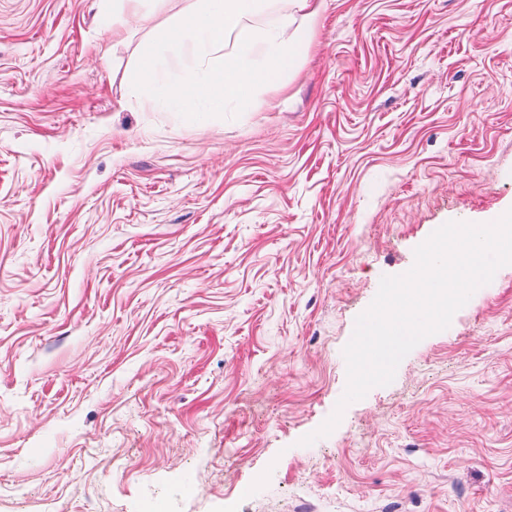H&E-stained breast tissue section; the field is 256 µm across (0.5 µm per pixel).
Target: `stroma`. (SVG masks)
<instances>
[{
	"mask_svg": "<svg viewBox=\"0 0 512 512\" xmlns=\"http://www.w3.org/2000/svg\"><path fill=\"white\" fill-rule=\"evenodd\" d=\"M195 2L0 0V512H512V265L299 443L381 278L512 209V0H330L284 87L150 108Z\"/></svg>",
	"mask_w": 512,
	"mask_h": 512,
	"instance_id": "1",
	"label": "stroma"
}]
</instances>
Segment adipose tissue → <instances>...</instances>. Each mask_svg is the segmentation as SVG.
Wrapping results in <instances>:
<instances>
[{
  "instance_id": "adipose-tissue-1",
  "label": "adipose tissue",
  "mask_w": 512,
  "mask_h": 512,
  "mask_svg": "<svg viewBox=\"0 0 512 512\" xmlns=\"http://www.w3.org/2000/svg\"><path fill=\"white\" fill-rule=\"evenodd\" d=\"M320 0H200L169 31L174 52L191 45L180 80L159 77L153 48L142 49L133 95L155 107L198 113L249 103L259 85H276L288 62L312 43ZM270 12L265 24L255 18Z\"/></svg>"
}]
</instances>
